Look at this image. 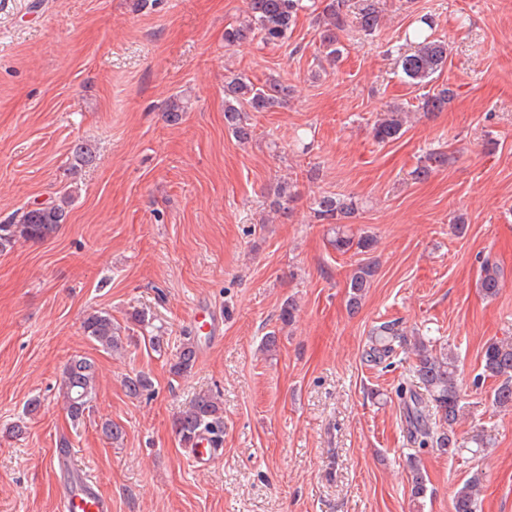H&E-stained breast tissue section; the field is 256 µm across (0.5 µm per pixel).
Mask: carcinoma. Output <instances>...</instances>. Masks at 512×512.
I'll return each mask as SVG.
<instances>
[{
	"instance_id": "1",
	"label": "carcinoma",
	"mask_w": 512,
	"mask_h": 512,
	"mask_svg": "<svg viewBox=\"0 0 512 512\" xmlns=\"http://www.w3.org/2000/svg\"><path fill=\"white\" fill-rule=\"evenodd\" d=\"M316 12V23L320 28L319 42L322 59L333 63L339 57L340 35L351 26H357L366 35L379 30L381 15L375 0H361L358 11L349 13L348 0H246V16L237 25L225 28L226 46L258 38L266 44L276 45L292 32L299 12L307 9ZM434 20L422 15L415 26L406 33L409 49L397 59V67L405 82L423 85L433 81L434 75L445 67L450 51L448 42L434 36ZM290 88L276 78L256 85L249 77L234 74L224 85V124L240 143L254 138L251 112H273L287 104ZM452 96L451 89L441 88L424 94L418 110L425 113L442 111ZM408 110L400 105L377 115L372 125L373 138L379 143L395 141L403 134ZM448 152L431 149L414 169L418 180L428 179L432 173L449 163ZM270 203L271 210L278 212L283 202L292 201L295 193L292 184L280 183ZM71 198L66 192L60 200L27 209L17 219L0 224V252L13 247L17 242L42 241L58 232L66 223L65 204ZM361 209V202L354 196L336 197L319 194L313 197L311 210L315 220L332 225L335 233L332 246L337 252L346 254L367 252L373 238L355 237L349 232L348 223ZM377 272L371 262H359L353 268L347 283L348 306L356 310L361 304L367 288ZM504 279L503 269L498 263L486 258L479 270L478 285L487 299L497 296ZM84 333L101 348L118 351L132 337L120 336L112 317L105 312H95L82 321ZM401 353H410L415 362L409 378L417 387L400 386L396 395L403 404L408 424L410 442L414 452L408 454L410 463L411 496L422 501L428 492L427 480L419 467V453L424 450L437 451L451 457L467 451L477 455L484 441L475 439L476 447L459 448L454 435V425L461 408V389L458 383V356L452 350L439 345V339L430 331L416 330L408 334L399 319L383 321L370 331L366 357L376 365L383 364ZM197 360V345L191 338L179 348L170 362V372L175 376L185 375L193 369ZM495 378L498 385L493 389L492 404L501 409H512V341L489 342L482 355V373L478 378ZM127 395L138 398L151 391V378L144 374L127 376L123 380ZM97 376L95 365L87 357L76 356L65 366L59 382V391L67 417L78 424L90 411L96 394ZM173 429L180 445L188 448L203 432L210 433L218 442L224 441V407L217 396L210 392L197 394L173 419ZM481 475L472 474L452 498L453 512H478V496Z\"/></svg>"
}]
</instances>
